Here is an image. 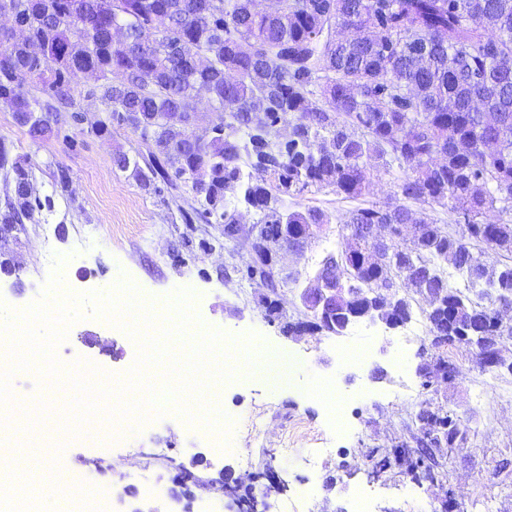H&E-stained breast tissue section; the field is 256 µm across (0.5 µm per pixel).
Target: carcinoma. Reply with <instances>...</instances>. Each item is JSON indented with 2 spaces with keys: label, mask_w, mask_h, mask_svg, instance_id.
Returning a JSON list of instances; mask_svg holds the SVG:
<instances>
[{
  "label": "carcinoma",
  "mask_w": 512,
  "mask_h": 512,
  "mask_svg": "<svg viewBox=\"0 0 512 512\" xmlns=\"http://www.w3.org/2000/svg\"><path fill=\"white\" fill-rule=\"evenodd\" d=\"M25 2L24 38L0 33V105L33 139L52 135L72 107V72L104 75L107 115L95 131L127 127L146 147L117 154L115 166L144 188L188 189L183 222L215 216L226 243L236 239L238 206L259 211L238 272L272 291L290 280L276 266L283 249L303 247L298 230L331 223L320 209L284 207L285 198L330 189L357 199L368 160L388 174L406 167L396 206H358L336 223V248L313 279L327 288L343 277L357 304L374 305L387 325L407 321L416 298L430 294V335L475 346L485 336L512 341V326L497 316L512 307V220H481L512 212V0H284L274 13L261 0H210L203 16L201 0ZM118 13L132 42L147 24L165 35L143 47L115 41ZM25 75L39 79L44 99L22 89ZM197 95L224 113L222 131L196 132L200 115L186 101ZM487 139L496 141L492 154ZM0 171L14 183L15 199L0 207V232L9 234L36 223L41 201L28 161H9L1 146ZM408 201L423 206L419 214ZM437 207L454 217L458 235L426 212ZM372 224L395 225L389 257L376 262L366 260ZM447 262L465 275L466 291L448 283ZM404 284L413 294H399ZM412 424L416 450L402 441L372 453L371 474L433 479L431 449L468 439L451 408H421Z\"/></svg>",
  "instance_id": "carcinoma-1"
}]
</instances>
